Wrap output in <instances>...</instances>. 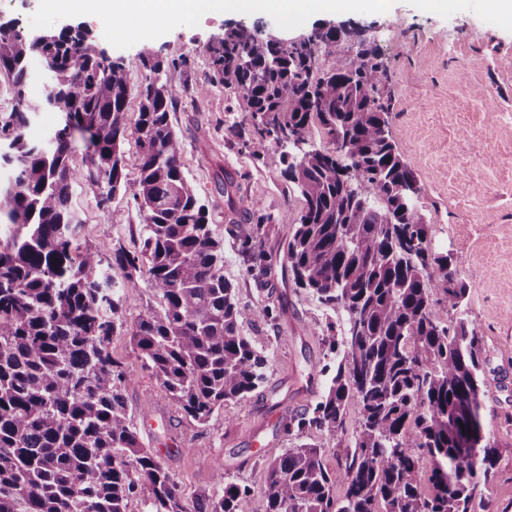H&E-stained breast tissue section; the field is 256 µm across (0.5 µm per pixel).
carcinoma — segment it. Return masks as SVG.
<instances>
[{"label": "carcinoma", "instance_id": "1", "mask_svg": "<svg viewBox=\"0 0 512 512\" xmlns=\"http://www.w3.org/2000/svg\"><path fill=\"white\" fill-rule=\"evenodd\" d=\"M253 33L226 27L210 47L211 65L244 93L254 154L281 150L282 174L301 195L284 253L290 278L346 314L344 336L331 326L324 334L326 391L288 423L302 443L266 466L264 512H479L499 455L485 434L482 339L464 315L469 288L453 257L429 251L421 212L400 194L416 176L388 134L378 47L352 23L287 48ZM320 50L336 55L322 73ZM35 55L53 76L37 103L26 96ZM186 64L139 57L146 77L131 182L129 67L81 25L23 37L0 24V70L17 102L0 123V164L12 173L0 187V226L17 228L0 244V512H127L142 489L148 512H253L252 490L224 478V465L214 468L215 489L190 503L141 446L124 398L132 378L109 351L121 296L71 206L81 181L101 210L123 191L143 216L141 249H114L112 265L124 271L123 287L145 282L160 300L130 340L186 415L204 423L246 400L265 380V360L241 327L274 314L236 299L224 245L184 175L169 112L186 88L169 71ZM45 110L61 112L60 127L49 142H33L25 129ZM315 125L332 150H286L288 136ZM76 132L92 146L80 169L70 163ZM230 221L247 255L271 215L256 204L244 223ZM352 407L355 451L334 474L309 438L345 435Z\"/></svg>", "mask_w": 512, "mask_h": 512}]
</instances>
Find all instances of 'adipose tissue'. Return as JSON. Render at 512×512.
I'll use <instances>...</instances> for the list:
<instances>
[{
  "label": "adipose tissue",
  "mask_w": 512,
  "mask_h": 512,
  "mask_svg": "<svg viewBox=\"0 0 512 512\" xmlns=\"http://www.w3.org/2000/svg\"><path fill=\"white\" fill-rule=\"evenodd\" d=\"M213 0H43L52 14L90 15L104 30L116 35L147 34L158 27L172 26L191 11L206 12ZM382 12L388 0H222L225 10L264 13L277 10L289 15L312 11L352 10L360 6Z\"/></svg>",
  "instance_id": "1"
}]
</instances>
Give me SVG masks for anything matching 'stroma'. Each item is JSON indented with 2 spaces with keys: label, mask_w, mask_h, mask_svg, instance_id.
Wrapping results in <instances>:
<instances>
[{
  "label": "stroma",
  "mask_w": 512,
  "mask_h": 512,
  "mask_svg": "<svg viewBox=\"0 0 512 512\" xmlns=\"http://www.w3.org/2000/svg\"><path fill=\"white\" fill-rule=\"evenodd\" d=\"M490 17L484 0H457L446 11L426 0H389L384 12L363 8L290 19L276 10L215 9L145 38H125L82 15L46 13L41 0H0V23H14L21 35L81 25L113 59L130 63L126 123L131 127L146 76L135 60L150 53L191 62L190 69L174 74L188 91L170 114L183 143V171L209 211L213 236L224 245V277L239 302L275 306L279 317L273 324L258 320L242 326L265 358V381L246 401L225 404L201 424L170 399L130 342L134 321L158 307L157 298L147 287L124 290L122 326L110 350L133 378L125 391L128 415L144 447L157 450L186 498L212 488L220 463L226 477L252 489L253 512H263L266 461L294 445L290 416L325 390L320 331L328 322L344 323L342 313L294 287L281 269L302 200L282 177L277 152L259 158L245 147L243 136L253 127L243 93L215 79L209 49L228 22L289 38L309 33L319 22L351 20L367 26L388 69L389 136L421 187L428 248L451 254L457 278L469 288L466 314L482 337L487 434L499 450L486 490L488 512H512V29L490 24ZM231 201L240 208L256 203L271 214L254 242L267 256L269 271L247 272L240 244L228 230ZM72 207L83 240L103 259H111L118 246L139 249L143 218L129 195L116 193L103 211L93 191L77 184Z\"/></svg>",
  "instance_id": "obj_1"
}]
</instances>
